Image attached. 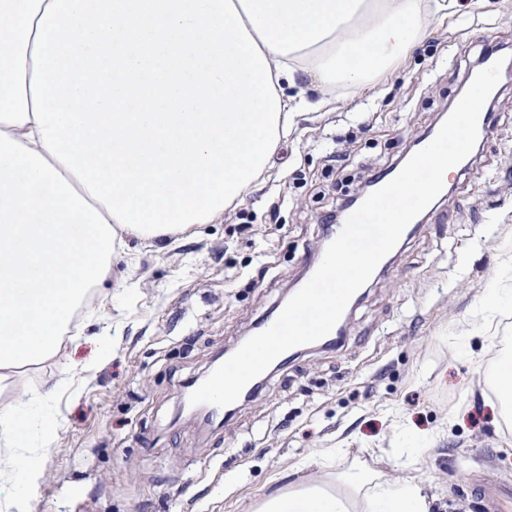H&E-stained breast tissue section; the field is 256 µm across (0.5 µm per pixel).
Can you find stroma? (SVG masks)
<instances>
[{
  "mask_svg": "<svg viewBox=\"0 0 512 512\" xmlns=\"http://www.w3.org/2000/svg\"><path fill=\"white\" fill-rule=\"evenodd\" d=\"M495 48L512 53V0L435 18L361 91L307 87L310 109L215 221L150 242L118 233L58 355L0 395L51 392L62 416L32 491L0 481V512H254L359 462L413 477L431 512H503L478 490L512 486V422L490 385L512 353V81L466 168L364 287L341 344L267 373L222 427L180 416L186 384L309 276L323 215L440 126Z\"/></svg>",
  "mask_w": 512,
  "mask_h": 512,
  "instance_id": "stroma-1",
  "label": "stroma"
}]
</instances>
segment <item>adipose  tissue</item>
<instances>
[{
	"mask_svg": "<svg viewBox=\"0 0 512 512\" xmlns=\"http://www.w3.org/2000/svg\"><path fill=\"white\" fill-rule=\"evenodd\" d=\"M459 0H0V391L54 358L117 231L207 224L269 163L305 98L359 90ZM29 408L0 407V468L39 474ZM257 512H429L413 479L351 475Z\"/></svg>",
	"mask_w": 512,
	"mask_h": 512,
	"instance_id": "obj_1",
	"label": "adipose tissue"
}]
</instances>
